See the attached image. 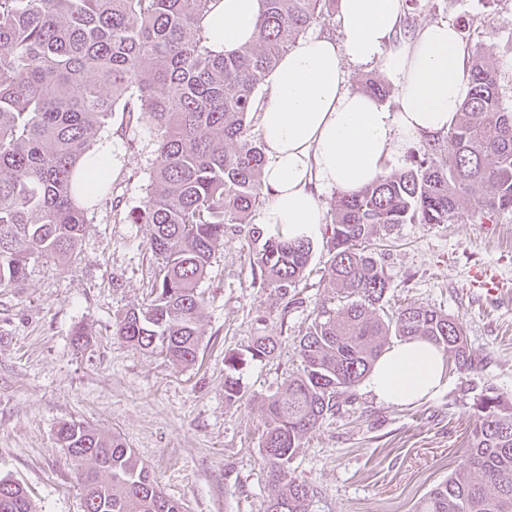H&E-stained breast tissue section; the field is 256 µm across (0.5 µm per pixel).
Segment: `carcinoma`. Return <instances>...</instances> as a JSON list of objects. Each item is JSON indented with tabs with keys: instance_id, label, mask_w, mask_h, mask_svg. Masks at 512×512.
I'll return each instance as SVG.
<instances>
[{
	"instance_id": "cac0c4a2",
	"label": "carcinoma",
	"mask_w": 512,
	"mask_h": 512,
	"mask_svg": "<svg viewBox=\"0 0 512 512\" xmlns=\"http://www.w3.org/2000/svg\"><path fill=\"white\" fill-rule=\"evenodd\" d=\"M212 0H0V287L22 283L34 256H72L91 222L81 197L111 184L84 182L99 132L112 123L147 121L160 132V165L148 199L113 217L150 224L158 260L149 300L128 310L112 335L177 365L198 359L199 285L228 224H247L265 203L262 144L251 134L258 89L307 30L336 11V0H261L258 39L215 55L201 22ZM422 0H403V35ZM469 92L446 137V155L428 152L411 166L343 194L331 223L332 258L325 288L346 300L322 307L298 340L301 369L265 403L261 452L271 487L266 512H311L313 491L293 476L300 440L339 398L369 374L388 336L427 339L454 366L474 359L461 323L436 309L408 304L384 311L388 279L377 234L401 224L482 223L512 212V109L502 100L495 60L468 52ZM370 95L390 89L378 76ZM262 283L282 295L305 277L311 242H291L254 224ZM277 349L257 337L249 358ZM238 354L224 356V398L244 389ZM78 470L83 512H181L150 472L112 434L77 422L57 431ZM0 512H34L26 490L0 478ZM417 512H512V402L488 388L474 403L469 448L448 479L433 486Z\"/></svg>"
}]
</instances>
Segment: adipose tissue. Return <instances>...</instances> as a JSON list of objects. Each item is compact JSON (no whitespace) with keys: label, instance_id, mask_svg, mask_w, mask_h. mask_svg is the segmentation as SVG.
<instances>
[{"label":"adipose tissue","instance_id":"obj_1","mask_svg":"<svg viewBox=\"0 0 512 512\" xmlns=\"http://www.w3.org/2000/svg\"><path fill=\"white\" fill-rule=\"evenodd\" d=\"M260 11V0H213L202 22L207 47L222 54L255 41ZM402 19V0H339L338 38L299 41L267 77L257 118L268 233L314 239L325 217L319 189L360 190L447 133L469 91L459 33L435 22L403 37ZM366 65L396 88L395 109L350 89V67ZM443 375L437 346L403 341L377 360L367 390L407 405L439 393Z\"/></svg>","mask_w":512,"mask_h":512}]
</instances>
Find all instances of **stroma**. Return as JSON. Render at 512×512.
I'll return each mask as SVG.
<instances>
[{"label":"stroma","instance_id":"obj_1","mask_svg":"<svg viewBox=\"0 0 512 512\" xmlns=\"http://www.w3.org/2000/svg\"><path fill=\"white\" fill-rule=\"evenodd\" d=\"M437 2V10L417 12L415 27L470 23L469 43L498 63L503 103L512 108V10L485 0ZM157 139L144 121L99 134L120 161L112 179L123 208L146 200L160 163ZM150 235V225L98 209L64 267L39 256L18 287L0 288V477L23 485L35 512H82L75 468L57 440L68 421L119 436L182 512L266 510L263 404L298 373L296 343L327 301V235L314 239L308 272L285 297L255 278L246 227L227 231L200 284L201 345L189 367L112 335L149 297L157 263ZM379 259L389 281L385 310L416 303L458 318L476 365L446 370L440 393L408 405L380 402L361 383L349 389L347 404L301 440L290 463L313 490L312 512H414L463 456L482 391L491 386L512 399V212L482 224L400 225L384 235ZM478 273L506 292L474 290ZM79 327L88 344L78 350L71 340ZM257 336L275 337L278 350L245 360V395L228 402L224 357L245 355Z\"/></svg>","mask_w":512,"mask_h":512}]
</instances>
